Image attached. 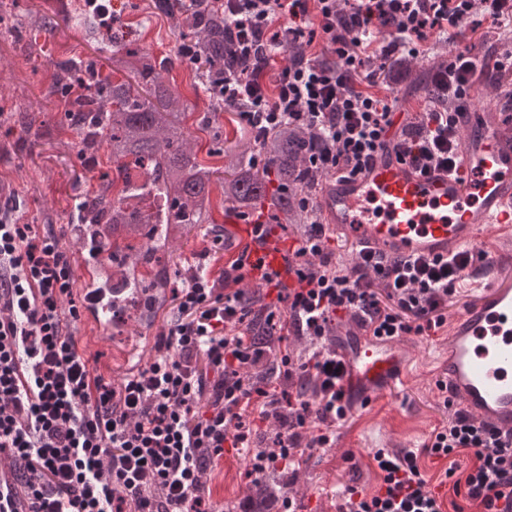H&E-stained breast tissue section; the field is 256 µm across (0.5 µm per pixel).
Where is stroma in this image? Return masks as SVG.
Returning <instances> with one entry per match:
<instances>
[{
  "label": "stroma",
  "instance_id": "35a3bbf8",
  "mask_svg": "<svg viewBox=\"0 0 512 512\" xmlns=\"http://www.w3.org/2000/svg\"><path fill=\"white\" fill-rule=\"evenodd\" d=\"M124 25L133 30L136 46L152 58L174 56L184 35L174 20L157 16L152 0H119ZM84 0H14L12 36L0 38V190L17 194V216L24 224H52L64 235L61 245L72 258L76 288L75 300H83L90 289L105 288L104 277L95 273L97 263L77 242L80 234L79 203L94 194L98 181L83 171L70 145L74 132L63 122L66 103L52 85L58 62L69 59L94 60L108 66L107 53L101 52L95 38L77 24L75 15L84 12ZM63 12L65 20L50 30L34 26L44 13ZM466 48L475 54L485 46L471 35L437 33L430 49L413 62L411 85L403 106L415 112L426 103L420 88L429 69L449 50ZM165 79L187 105V126L200 144L198 157L216 169H224L225 148L234 143L241 126L230 109H214L211 100L198 87L190 64L174 66ZM32 105L45 123L40 134L22 132L16 106ZM209 117L210 129H201L202 117ZM219 128L221 140L210 130ZM214 223L189 228L161 258L173 274L172 287L182 286L190 268L200 266L211 279L219 280L248 238L239 223L229 221L222 206L213 210ZM223 231V250L212 245L215 229ZM176 313L171 294L157 299L150 319L134 326V307L114 308L112 328L101 322L80 323L79 346L95 374L112 384H120L131 369L146 366L155 355L154 338ZM399 346L412 364L407 386H396L380 393L366 409L351 410L346 421L334 430L332 442L305 454L290 492L302 512H338L346 487L371 494L381 484V473L374 461L378 449H415L428 440L434 428L445 425L448 411L435 384V369L448 357V333L434 336L410 335ZM252 449L226 452L206 475L210 498L219 512H226L238 498L248 494L252 479L248 464Z\"/></svg>",
  "mask_w": 512,
  "mask_h": 512
}]
</instances>
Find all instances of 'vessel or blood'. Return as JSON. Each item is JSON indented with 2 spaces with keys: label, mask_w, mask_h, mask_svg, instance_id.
<instances>
[{
  "label": "vessel or blood",
  "mask_w": 512,
  "mask_h": 512,
  "mask_svg": "<svg viewBox=\"0 0 512 512\" xmlns=\"http://www.w3.org/2000/svg\"><path fill=\"white\" fill-rule=\"evenodd\" d=\"M457 172L418 173L393 144L354 176H327L315 198L325 224L358 247L386 254L448 258L479 250L487 230L512 231V130L481 91L458 117ZM276 240L257 246L253 262L282 264ZM478 276L476 301L451 321L448 360L436 376L453 406L475 420L512 432V256L468 267ZM342 384L355 407L405 377L407 358L394 341L357 337L342 353Z\"/></svg>",
  "instance_id": "b4317fda"
}]
</instances>
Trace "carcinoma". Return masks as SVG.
Masks as SVG:
<instances>
[{"label": "carcinoma", "mask_w": 512, "mask_h": 512, "mask_svg": "<svg viewBox=\"0 0 512 512\" xmlns=\"http://www.w3.org/2000/svg\"><path fill=\"white\" fill-rule=\"evenodd\" d=\"M191 44L202 62L196 67L201 85L209 87L211 66L242 70L246 64L224 41V12L208 3L180 12ZM112 42L114 80L93 63L60 65L56 91L66 98L65 123L76 135L71 147L83 165L101 166L106 151L113 167L99 176L98 189L82 210L97 247L100 268L112 287L140 288L141 264L161 263L158 253L176 233L195 224L212 223V185L220 183L222 202L236 213H267L274 224H307L311 211L299 204L298 190L311 181L303 159L307 132L288 125L264 138L239 140L225 155L227 176L198 161L186 128L187 112L162 77L167 69L135 50L124 49V32L116 27ZM263 156L266 167L254 157ZM284 481L254 485L251 497L264 503L283 494Z\"/></svg>", "instance_id": "1"}]
</instances>
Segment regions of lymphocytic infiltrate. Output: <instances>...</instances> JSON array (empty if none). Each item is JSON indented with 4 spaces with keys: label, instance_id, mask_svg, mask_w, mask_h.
<instances>
[{
    "label": "lymphocytic infiltrate",
    "instance_id": "obj_1",
    "mask_svg": "<svg viewBox=\"0 0 512 512\" xmlns=\"http://www.w3.org/2000/svg\"><path fill=\"white\" fill-rule=\"evenodd\" d=\"M216 2L248 67L215 76L214 91L256 133L308 129L306 165L322 176L362 172L397 123L401 159L423 174L456 169V113L402 112L395 89L405 76L391 63L423 54L435 32L475 36L486 22L512 28V0ZM296 46L302 55L276 67ZM486 72L457 51L430 80L462 104ZM16 210L14 197L0 201V456L9 462L0 469V512H214L207 471L225 449L249 447L251 416L278 425L273 449L250 459L258 480L295 469L345 421L352 403L328 341L336 322L393 339L437 331L461 271L475 260L466 251L446 259L357 251L339 264L327 249L331 230L312 219L281 269L258 272L271 295L263 307L241 287L256 272L250 248L225 270L227 292L195 271L173 291L177 316L157 335L153 361L115 387L93 374L79 348L85 308L72 302L75 271L54 226L19 223ZM257 309L269 336L286 329L309 340L306 356L281 361L288 379L313 384L312 394L272 392L250 377L271 352L244 327ZM462 452L465 467L454 461ZM422 456L449 459L455 512H495L512 495V440L452 408L421 447L378 450L380 489L347 487L339 512H443L420 471Z\"/></svg>",
    "mask_w": 512,
    "mask_h": 512
}]
</instances>
